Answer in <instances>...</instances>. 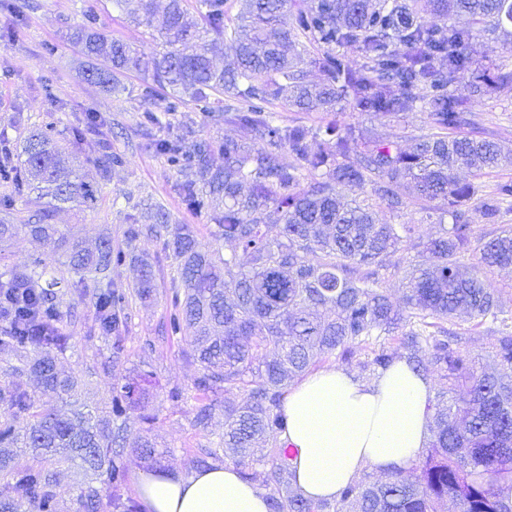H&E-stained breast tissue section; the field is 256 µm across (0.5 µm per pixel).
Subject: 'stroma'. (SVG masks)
<instances>
[{"mask_svg":"<svg viewBox=\"0 0 512 512\" xmlns=\"http://www.w3.org/2000/svg\"><path fill=\"white\" fill-rule=\"evenodd\" d=\"M14 2L24 8L21 17L0 9V30L10 27L15 31L11 41L0 40V133L10 139L14 154H21L32 127L53 122L65 131L75 115L94 112L111 125L112 150L124 158L123 165L113 168L109 181L101 183L93 209H64L57 214L56 223L87 243H95L106 232L113 245H121L126 229L123 194L140 185L164 202L174 222L191 225L202 243H211V224L206 216L189 210L174 191L182 174L147 147L141 134L138 117L145 104L136 95V75H128L121 91L90 83L87 73L97 61L82 54L70 39L73 27L82 22L88 10L93 11L99 32L148 54L155 43L146 28L130 23L113 8L112 0ZM469 108L480 136L512 151V79L498 83ZM343 119L377 134L410 137L428 130L427 113L421 109L396 117L347 111ZM138 254L155 266L156 287L149 298L128 299L121 363L111 373L102 371L101 362L112 358L113 339L91 334V304L79 303L72 289L60 286L55 300L72 339L67 352L59 356L58 367L82 377V400L92 407L110 404L115 378L152 374L156 388L149 411L154 421L146 426L138 419L130 420L121 455L129 457L132 448L147 435L165 451L166 473L186 474L196 469L199 456L215 449L224 433V414L215 412L208 427L196 424V410L205 403L192 386L197 368L186 359L185 341L166 330L171 310V260L162 242L153 238L140 241ZM448 327L465 336L462 353L473 369L486 367L489 323L459 318L449 321ZM175 389L181 393L176 400L170 397Z\"/></svg>","mask_w":512,"mask_h":512,"instance_id":"1","label":"stroma"}]
</instances>
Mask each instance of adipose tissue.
I'll list each match as a JSON object with an SVG mask.
<instances>
[{
  "instance_id": "obj_1",
  "label": "adipose tissue",
  "mask_w": 512,
  "mask_h": 512,
  "mask_svg": "<svg viewBox=\"0 0 512 512\" xmlns=\"http://www.w3.org/2000/svg\"><path fill=\"white\" fill-rule=\"evenodd\" d=\"M429 378L395 362L370 384L343 368L301 379L283 404L280 440L298 451L295 481L312 500H333L367 468L388 472L418 460L430 432ZM145 512H269L257 485L231 464L189 475L139 472Z\"/></svg>"
}]
</instances>
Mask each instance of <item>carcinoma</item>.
I'll list each match as a JSON object with an SVG mask.
<instances>
[{"label": "carcinoma", "instance_id": "carcinoma-1", "mask_svg": "<svg viewBox=\"0 0 512 512\" xmlns=\"http://www.w3.org/2000/svg\"><path fill=\"white\" fill-rule=\"evenodd\" d=\"M188 2L167 0L158 21L156 0H112L128 20L151 31L158 49L149 55L99 33L92 14L75 28L73 41L83 54L106 62L89 74L92 83L112 89L125 73L139 75L138 96L149 105L142 121L149 146L177 172L190 174L176 193L214 224V240L231 249L203 246L188 225L171 222L163 205L132 190L124 194L122 246L103 236L87 248L53 219L67 204L94 207L98 183L71 177L67 147L51 126L31 133L16 159L0 139V180L11 187L0 195V211L16 210L33 191L48 199L21 223L0 224V251L20 233L53 245V259L37 258L32 269L14 268L0 278L6 372L28 370L43 391L61 399H74L82 388L78 376L57 368L71 336L52 292L58 282L41 284V270L50 263L75 276L67 286L81 300L91 298L95 331L115 335L119 361L125 295L113 287L112 273L133 257L140 238L163 236L175 260L170 329L186 341L187 360L198 366L194 389L224 395L219 444L241 476L253 478L254 463L274 459L272 512H512V332L497 330V371L478 374L460 353L463 337L437 325L459 312L497 321L494 289L481 271L512 265V225L479 235L465 208L478 191L476 180L512 165V154L468 130V97L455 93L464 70L473 73L469 97L489 93L512 73L492 77L477 66V33L450 22L465 15L487 42L507 50L512 0H428L442 20L434 25L422 22L419 0H240L229 24L224 0H197L198 21L188 17ZM348 44L359 52L357 67L336 52ZM220 45L234 58L230 68L213 63ZM307 65L321 73V83L305 81ZM341 102L351 112L388 116L425 108L428 132L405 148L351 123L280 124L269 110L334 112ZM191 103L217 131L226 124L247 128L251 144L198 137L191 122L158 116H174ZM72 132L101 136L100 179L123 163L112 153L102 117L76 115ZM217 153L224 155L221 167L213 164ZM461 165L475 181L456 179ZM375 198L390 213L438 201L451 223L416 243L414 225L381 218ZM510 199L512 181L497 185L485 202L489 222H497ZM417 248L433 255L434 267H404V308L395 309L381 288L382 272L397 267L391 262L396 253ZM467 256L477 262L465 263ZM155 286L153 266L140 262L133 288L147 297ZM407 325L399 346L386 345L384 339ZM372 342L378 348L366 366L373 373L403 359L443 381L429 406L428 446L411 467H397L384 480L350 484L332 502L310 501L293 485L292 459L279 447L288 381L329 354L347 356ZM151 386L148 375L117 382L111 410L75 408L69 415L39 403L19 384L0 388V512H20L24 503L28 512H60L55 467L76 461L85 473L103 477L101 487L79 488L77 512L106 506L136 512L122 494L127 465L114 463L112 454L125 439L126 411H140L143 423L153 420L147 413ZM18 448L42 456L44 465L17 463ZM163 456L146 438L131 463L158 469Z\"/></svg>", "mask_w": 512, "mask_h": 512}]
</instances>
